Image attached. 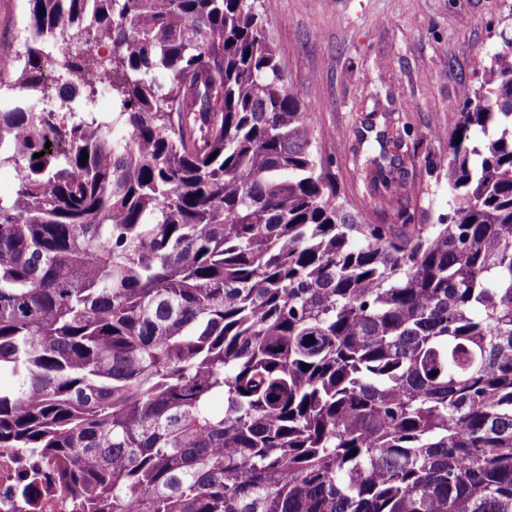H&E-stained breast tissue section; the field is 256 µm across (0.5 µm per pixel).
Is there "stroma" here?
Listing matches in <instances>:
<instances>
[{"mask_svg": "<svg viewBox=\"0 0 512 512\" xmlns=\"http://www.w3.org/2000/svg\"><path fill=\"white\" fill-rule=\"evenodd\" d=\"M287 79L317 109L318 148L352 208L382 209L361 165L379 133L401 134L417 214L448 211V141L464 83L512 27V0H258ZM23 0H0V97L13 95L26 41Z\"/></svg>", "mask_w": 512, "mask_h": 512, "instance_id": "1", "label": "stroma"}]
</instances>
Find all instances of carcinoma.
<instances>
[{"mask_svg":"<svg viewBox=\"0 0 512 512\" xmlns=\"http://www.w3.org/2000/svg\"><path fill=\"white\" fill-rule=\"evenodd\" d=\"M25 2L0 449L79 512H512V33L462 88L448 214L415 222L394 154L384 224L258 0ZM64 44L105 49L63 63L69 114Z\"/></svg>","mask_w":512,"mask_h":512,"instance_id":"1","label":"carcinoma"}]
</instances>
